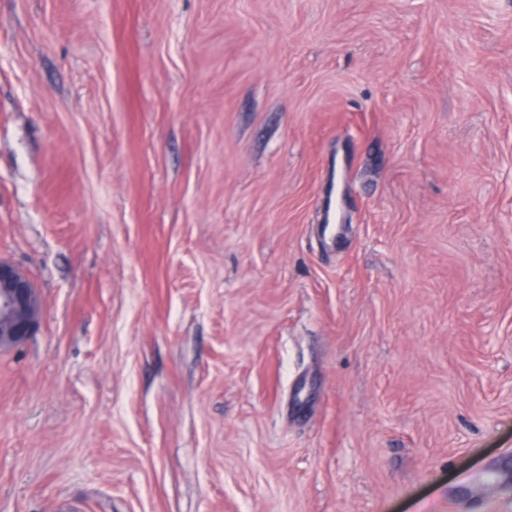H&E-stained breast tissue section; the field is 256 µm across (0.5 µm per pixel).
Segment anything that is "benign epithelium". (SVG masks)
Returning <instances> with one entry per match:
<instances>
[{
	"label": "benign epithelium",
	"mask_w": 512,
	"mask_h": 512,
	"mask_svg": "<svg viewBox=\"0 0 512 512\" xmlns=\"http://www.w3.org/2000/svg\"><path fill=\"white\" fill-rule=\"evenodd\" d=\"M39 298L32 281L14 265L0 260V349H9L34 335Z\"/></svg>",
	"instance_id": "1"
}]
</instances>
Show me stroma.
Returning a JSON list of instances; mask_svg holds the SVG:
<instances>
[{
  "label": "stroma",
  "instance_id": "35a3bbf8",
  "mask_svg": "<svg viewBox=\"0 0 512 512\" xmlns=\"http://www.w3.org/2000/svg\"><path fill=\"white\" fill-rule=\"evenodd\" d=\"M0 259V512H512V0H0ZM38 313L39 298L32 281L0 260V349L16 347L33 336Z\"/></svg>",
  "mask_w": 512,
  "mask_h": 512
}]
</instances>
